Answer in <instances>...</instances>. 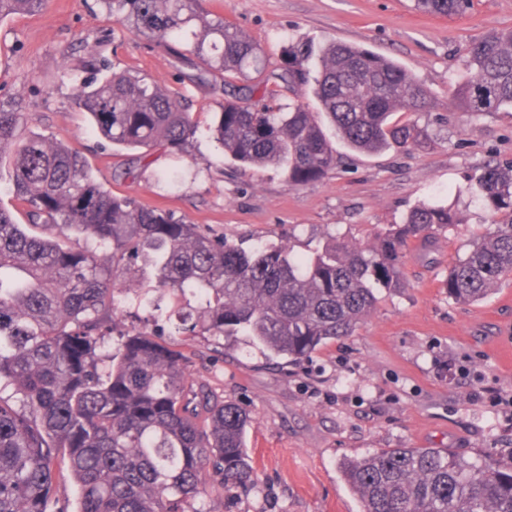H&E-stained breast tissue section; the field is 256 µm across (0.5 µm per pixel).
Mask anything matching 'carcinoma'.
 <instances>
[{
	"label": "carcinoma",
	"instance_id": "carcinoma-1",
	"mask_svg": "<svg viewBox=\"0 0 512 512\" xmlns=\"http://www.w3.org/2000/svg\"><path fill=\"white\" fill-rule=\"evenodd\" d=\"M103 2L149 39L181 40L200 23L194 51L228 77L213 134L235 162L280 168L294 185L324 177L336 156L310 92L355 151L421 144L415 126L394 115L422 111L428 91L383 55L342 41H296L266 74L261 45L222 19L207 23L196 0ZM414 2L445 17L468 7ZM43 3L0 0V21L35 14ZM467 66L470 78L452 93L456 109H512V29L469 44ZM64 76L75 82V107L114 145L183 152L195 134L191 113L155 79ZM281 84L293 102L280 103ZM22 125L18 107L0 101V166H11L20 205H0V512H67L54 508L56 464L76 480V512H199L191 505L206 481L227 490L253 481L247 410L189 379L174 344L123 328L118 296L130 291L139 263L153 267L155 290L195 296L213 335L247 336L296 362L352 335L380 290L403 286L410 242L428 254L436 231L460 224L456 210L421 203L371 246L334 239L311 257L245 249L112 193L76 150L24 138ZM476 182L490 227L448 264L442 287L459 303L482 300L512 278V163L487 165ZM72 235L95 248L66 245ZM98 248L112 252V267L99 263ZM339 470L360 512H512V456L384 448L344 459Z\"/></svg>",
	"mask_w": 512,
	"mask_h": 512
}]
</instances>
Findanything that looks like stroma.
Listing matches in <instances>:
<instances>
[{"mask_svg": "<svg viewBox=\"0 0 512 512\" xmlns=\"http://www.w3.org/2000/svg\"><path fill=\"white\" fill-rule=\"evenodd\" d=\"M205 19L236 24L261 43L267 67L284 45L340 40L398 61L428 91L420 114L399 113L425 131L420 147L379 154L334 141L336 163L299 186L272 167L225 158L210 130L224 99L221 72H202L191 42L171 47L118 22L101 0H46L34 15L0 21V100H16L24 133L69 145L114 194L164 209L245 247L288 246L309 256L331 239L367 245L422 201L452 204L465 222L437 234L435 251L411 247L404 285L380 291L354 333L289 363L264 355L248 337L215 336L204 325L177 337L170 298L159 314L122 296L126 325L181 343L191 378L250 415L246 443L254 482L208 488L198 512H359L338 469L345 458L384 448H447L467 456L512 453V409L482 398L512 394V280L488 298L448 299V263L485 231L472 197L482 167L512 161V109L456 111L454 86L469 78L463 48L492 30L512 28V0H473L464 15H428L414 0H198ZM117 72L162 82L184 100L197 131L186 153L146 158L112 145L72 103L63 68L96 56Z\"/></svg>", "mask_w": 512, "mask_h": 512, "instance_id": "obj_1", "label": "stroma"}]
</instances>
